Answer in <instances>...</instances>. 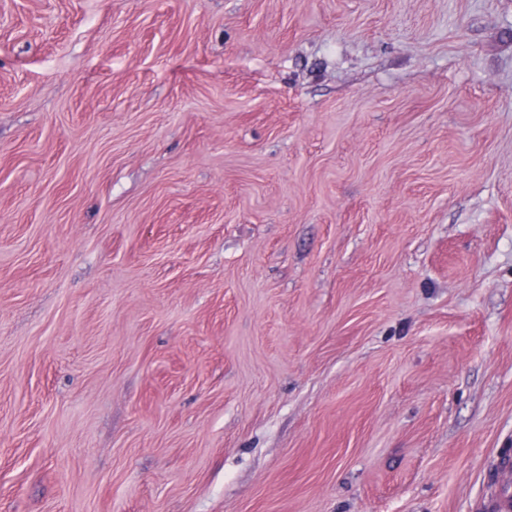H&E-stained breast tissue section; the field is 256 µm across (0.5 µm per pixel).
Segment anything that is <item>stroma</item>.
<instances>
[{"mask_svg":"<svg viewBox=\"0 0 512 512\" xmlns=\"http://www.w3.org/2000/svg\"><path fill=\"white\" fill-rule=\"evenodd\" d=\"M512 455V0H0V512H484Z\"/></svg>","mask_w":512,"mask_h":512,"instance_id":"35a3bbf8","label":"stroma"}]
</instances>
